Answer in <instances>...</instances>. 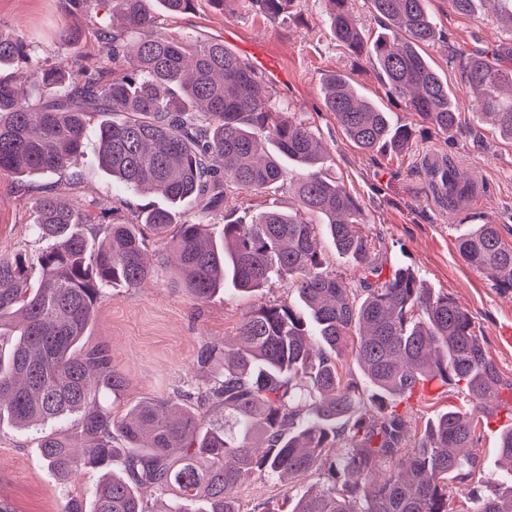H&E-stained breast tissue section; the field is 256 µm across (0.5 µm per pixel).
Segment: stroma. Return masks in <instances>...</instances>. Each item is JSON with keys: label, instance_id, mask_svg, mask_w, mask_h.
Returning a JSON list of instances; mask_svg holds the SVG:
<instances>
[{"label": "stroma", "instance_id": "obj_1", "mask_svg": "<svg viewBox=\"0 0 512 512\" xmlns=\"http://www.w3.org/2000/svg\"><path fill=\"white\" fill-rule=\"evenodd\" d=\"M436 38L423 53L447 81L460 109L454 133L442 132L410 112L404 99L392 95L372 59L350 54L332 38L327 24L326 0H292L287 13L272 18L260 14L249 0H230L226 9L210 0H194L187 13L172 16L160 11L156 26L178 40L221 41L250 65L264 64L261 76L272 99L286 115L310 124L326 148L320 172L342 186L364 210L363 234L375 246L384 269L412 268L434 294L446 295L466 309L474 331L483 341L504 385H512V293L498 288L489 273L472 268L461 258L458 240L473 225H498L502 239L512 244V140L501 136L479 116L478 102L463 82L465 52L512 44V30L500 25L492 5L484 0L477 11L460 14L448 0H429ZM112 9L97 14H71L63 0H0V27L22 36L38 48L41 60L53 64L95 61L101 54L99 27L111 24ZM68 25L84 30L79 46L59 38ZM347 75L368 99L390 112L395 123L412 135L401 154L365 152L345 136L328 112L322 86L332 73ZM451 158L460 172L482 184L456 212L435 204L421 155ZM298 168H284L285 185L269 194L237 193L232 207L249 216L269 206L292 207L287 186L299 176ZM62 189L94 219L107 224V209L118 206L124 216L146 204L138 193L121 189L102 172L97 159V137L88 131L85 147L72 166L48 177L21 181L0 172V253H25L36 262L46 248L34 230V200ZM152 281L138 288L105 289L86 342L106 346L126 387L120 396L103 397L114 413L132 402L168 396L185 383L203 376L193 366L202 342L233 338L244 314L255 306L294 303L288 281H273L256 294L221 291L196 303L177 284L169 241L148 236ZM468 398L453 385H425L400 410L405 416L407 446H414L428 421L450 409H469ZM512 423L506 411L482 424L475 453L479 466L471 480L480 485L498 472V430ZM40 433L0 422V499L14 512H61L66 497H88L99 478L82 471L63 481L45 465L38 448ZM320 484L317 474H305L282 485L274 477L251 476L239 490L241 512H255L263 504L281 503L284 493L306 494Z\"/></svg>", "mask_w": 512, "mask_h": 512}]
</instances>
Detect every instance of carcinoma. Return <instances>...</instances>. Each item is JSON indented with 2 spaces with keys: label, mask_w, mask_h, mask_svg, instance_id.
<instances>
[{
  "label": "carcinoma",
  "mask_w": 512,
  "mask_h": 512,
  "mask_svg": "<svg viewBox=\"0 0 512 512\" xmlns=\"http://www.w3.org/2000/svg\"><path fill=\"white\" fill-rule=\"evenodd\" d=\"M114 25L100 29L102 56L70 82L67 67L45 65L19 36L0 29V64L25 67L32 93L0 79V172H62L82 152L98 121V164L119 185L159 195L132 218L114 217L89 238L90 217L61 193L33 203L40 238L51 242L37 265L0 253V416L18 428L76 417L77 431H45L39 448L66 479L102 473L93 499H67L62 512H152L143 490L174 496L168 512H241L235 489L247 474L296 477L315 471V495H284L283 507L256 512H460L453 483L478 467L480 419L500 402L498 370L472 318L453 299L435 295L408 267L383 275L359 226L363 209L318 171L324 149L302 120L282 117L257 71L217 41H176L159 32L154 4L171 15L193 0H111ZM277 17L288 0H251ZM328 25L339 45L374 60L392 94L410 111L451 133L458 107L448 83L422 53L435 38L429 0H370L389 33L366 39L351 0H328ZM464 81L480 94L482 115L512 139V46L464 55ZM325 106L361 149L401 152L409 128L360 96L348 76L325 80ZM303 170L297 207L270 208L248 220L224 215V236L181 219L189 201L204 213L229 203L234 190L280 188L282 160ZM448 200L471 187L448 165ZM179 285L195 302L224 284L242 293L273 280L291 281L298 307L252 308L233 341L204 342L194 363L204 386L186 384L166 399L135 402L123 416L101 404L124 377L104 347L84 338L107 287L137 288L153 277L146 230L171 227ZM359 270L362 297L325 269L319 237ZM463 260L495 274L512 292V245L494 224H480L458 243ZM357 331L356 359L372 391V410L337 358ZM426 381L451 384L472 410H447L403 451L398 405ZM507 464L470 493L467 512H512V425L499 436ZM386 462L394 467L382 471Z\"/></svg>",
  "instance_id": "obj_1"
}]
</instances>
